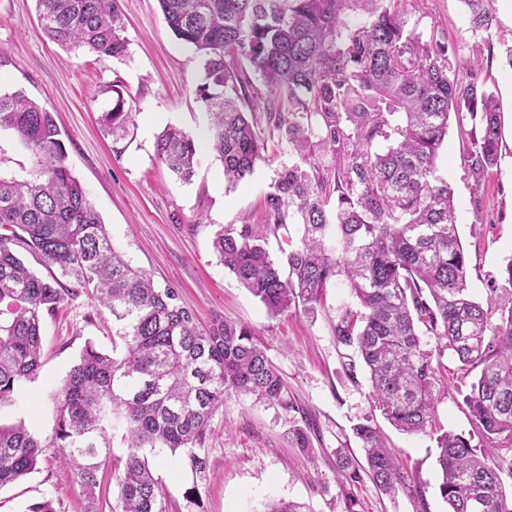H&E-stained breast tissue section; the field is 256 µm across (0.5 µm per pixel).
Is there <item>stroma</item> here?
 Masks as SVG:
<instances>
[{"label": "stroma", "mask_w": 512, "mask_h": 512, "mask_svg": "<svg viewBox=\"0 0 512 512\" xmlns=\"http://www.w3.org/2000/svg\"><path fill=\"white\" fill-rule=\"evenodd\" d=\"M490 31L472 30L463 0H430L427 10L412 13L407 27L429 38L442 31L454 54L456 75L469 81L468 62L478 59L480 82L496 96L502 115V159L481 192L462 163L466 142L456 125L437 160L436 174L454 192L460 241L469 268V291L486 301L504 287L502 270L512 259V16L502 0L494 4ZM128 55L117 60L85 50L67 52L42 33L35 0H0V74L7 91L23 90L53 112L67 153L114 243L133 266L149 272L159 286L178 288L183 304L203 325L232 320L256 330L269 358L283 375L293 402L313 424L312 448L304 453L288 441L292 418L278 407L236 397L225 399L211 421L200 453L205 475L186 460L149 454L156 477L167 492L169 512H264L270 501L304 505L307 512H346L336 473V451L362 450L351 427L370 416L378 421L387 444L423 491L429 512H448L438 492L436 432L469 428L464 395L472 375L444 355L446 384L437 390L433 432L408 435L384 420L370 399L363 362L349 364L332 327L341 307L351 303L348 288H329L316 313L300 309L273 315L224 270L212 249L218 225L242 224L254 214L278 171L292 161L280 153L259 162L236 187L224 182L223 169L210 150H202L191 182L176 179L158 159L157 136L178 127L207 139L208 117L195 96L204 76L203 60L176 39L164 21L158 0H123ZM122 83L127 106L135 112L133 139L122 155L99 124L111 106L105 88ZM43 365L10 406L0 408V423L24 422L39 437L54 428L52 392L77 363L86 343L112 350V317L87 294L68 299L43 326ZM355 512H415L405 490L380 493L370 480L354 490ZM49 499L56 512H85L84 497L70 471L52 457L18 482L0 488V512H28Z\"/></svg>", "instance_id": "35a3bbf8"}]
</instances>
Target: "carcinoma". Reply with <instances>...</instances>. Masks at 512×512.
I'll use <instances>...</instances> for the list:
<instances>
[{
	"mask_svg": "<svg viewBox=\"0 0 512 512\" xmlns=\"http://www.w3.org/2000/svg\"><path fill=\"white\" fill-rule=\"evenodd\" d=\"M158 2L175 36L204 59L195 95L208 112L224 182L237 185L285 145L295 157L251 222L215 230L219 263L272 314L313 313L342 281L354 303L336 319V344L358 351L375 407L399 431L432 428L445 352L478 371L464 398L470 430L436 437L438 491L450 512H512L502 480L512 477V458L500 455L512 451V259L503 269L508 287L475 301L454 192L436 176L452 117L466 137L463 164L474 187L498 167L494 94L475 73L458 81L446 34L424 40L406 29L426 0ZM463 2L473 30L491 29L494 0ZM36 6L43 33L64 50L128 56L122 0ZM254 76L266 88L262 98ZM106 92L112 107L101 122L121 155L133 115L123 84ZM258 98L263 111H247ZM2 130L30 151L33 168L23 181L0 176V407L41 369L43 323L81 291L112 316V353L85 345L54 393L48 439L22 422L0 424V488L53 448L82 489L86 512H99L103 459L112 431L121 430L131 451L117 478V512H167L165 488L139 449L182 452L204 473L199 449L224 399L291 412L288 387L253 328L228 320L202 326L177 289L159 288L131 266L68 166L51 112L21 91L0 93ZM155 150L179 180L195 176L196 143L185 131L166 127ZM271 236L284 243L280 262L266 249ZM23 251L59 275H37ZM353 432L363 462L336 450L345 499L364 475L385 494L411 488L371 419ZM288 437L311 448L308 426L293 425ZM413 495L416 512H428L423 492Z\"/></svg>",
	"mask_w": 512,
	"mask_h": 512,
	"instance_id": "carcinoma-1",
	"label": "carcinoma"
}]
</instances>
